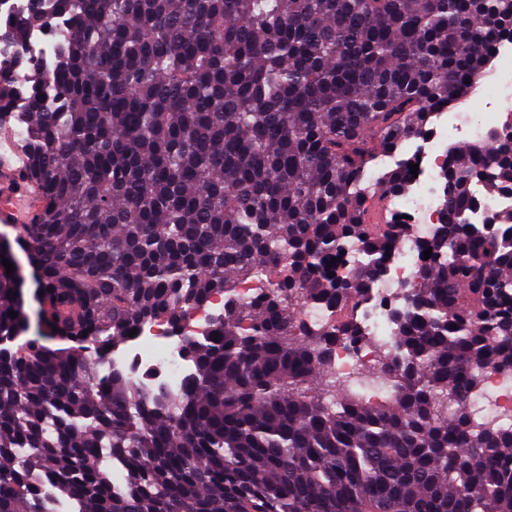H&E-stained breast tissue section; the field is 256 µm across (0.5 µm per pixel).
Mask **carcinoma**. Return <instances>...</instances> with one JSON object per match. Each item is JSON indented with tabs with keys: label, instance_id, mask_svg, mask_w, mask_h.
Segmentation results:
<instances>
[{
	"label": "carcinoma",
	"instance_id": "carcinoma-1",
	"mask_svg": "<svg viewBox=\"0 0 512 512\" xmlns=\"http://www.w3.org/2000/svg\"><path fill=\"white\" fill-rule=\"evenodd\" d=\"M53 18L44 64L22 48ZM0 27V114L22 108L46 201L16 242L42 320L80 345L15 346L0 262V512H512V426L472 415L484 369L512 374V209L472 221L475 184L512 194L509 128L451 149L393 348L332 368L412 231L390 207L410 162L377 176L380 157L474 94L512 0H30ZM219 292L179 389L100 377L130 331Z\"/></svg>",
	"mask_w": 512,
	"mask_h": 512
}]
</instances>
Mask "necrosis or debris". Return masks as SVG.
Listing matches in <instances>:
<instances>
[{
  "label": "necrosis or debris",
  "mask_w": 512,
  "mask_h": 512,
  "mask_svg": "<svg viewBox=\"0 0 512 512\" xmlns=\"http://www.w3.org/2000/svg\"><path fill=\"white\" fill-rule=\"evenodd\" d=\"M512 120V42L503 41L497 55V81L489 91L488 109L482 113L439 112L434 116L430 138L409 142L403 158L418 164L407 193L395 204V211L406 215L413 228L411 236L396 243L385 261L384 273L370 300L360 307L367 342L358 346L337 345L333 369L343 377L357 375L376 356L378 345L391 341L387 307L401 303V292L422 263L419 244L430 237L438 223L440 204L435 193L438 174L449 156L451 141L482 139L494 126ZM224 309V296L212 294L206 303L191 312L180 326L165 321H149L116 348L112 369L120 370L146 390L178 387L191 371L184 351L186 337L200 334L215 314Z\"/></svg>",
  "instance_id": "1"
}]
</instances>
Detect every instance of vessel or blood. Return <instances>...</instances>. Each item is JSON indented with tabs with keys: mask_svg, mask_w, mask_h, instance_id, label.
Returning a JSON list of instances; mask_svg holds the SVG:
<instances>
[{
	"mask_svg": "<svg viewBox=\"0 0 512 512\" xmlns=\"http://www.w3.org/2000/svg\"><path fill=\"white\" fill-rule=\"evenodd\" d=\"M25 171V158L19 149L0 155V224L35 223L45 205Z\"/></svg>",
	"mask_w": 512,
	"mask_h": 512,
	"instance_id": "b4317fda",
	"label": "vessel or blood"
}]
</instances>
